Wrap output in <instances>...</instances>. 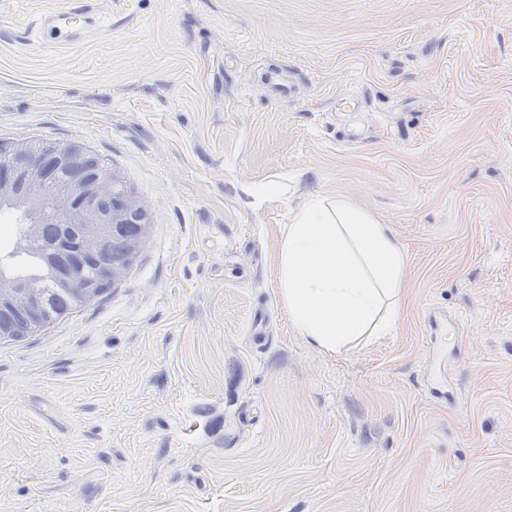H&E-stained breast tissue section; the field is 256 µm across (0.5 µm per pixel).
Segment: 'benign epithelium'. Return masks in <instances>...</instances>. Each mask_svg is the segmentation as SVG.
Here are the masks:
<instances>
[{
  "instance_id": "1",
  "label": "benign epithelium",
  "mask_w": 512,
  "mask_h": 512,
  "mask_svg": "<svg viewBox=\"0 0 512 512\" xmlns=\"http://www.w3.org/2000/svg\"><path fill=\"white\" fill-rule=\"evenodd\" d=\"M57 209L58 253L49 277L78 306L99 296L132 264L152 226L150 213L122 174L78 144L26 143L0 148V210L39 212L46 195ZM44 291L0 280V341L21 340L49 325Z\"/></svg>"
}]
</instances>
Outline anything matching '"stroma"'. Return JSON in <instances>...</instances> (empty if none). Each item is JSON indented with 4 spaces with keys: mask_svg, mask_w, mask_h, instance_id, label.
<instances>
[{
    "mask_svg": "<svg viewBox=\"0 0 512 512\" xmlns=\"http://www.w3.org/2000/svg\"><path fill=\"white\" fill-rule=\"evenodd\" d=\"M72 6L108 27L30 44ZM27 141L95 153L153 226L0 342V512H512V0H0V144ZM313 197L392 225L390 336L292 327Z\"/></svg>",
    "mask_w": 512,
    "mask_h": 512,
    "instance_id": "stroma-1",
    "label": "stroma"
}]
</instances>
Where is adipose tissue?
Returning a JSON list of instances; mask_svg holds the SVG:
<instances>
[{
    "label": "adipose tissue",
    "mask_w": 512,
    "mask_h": 512,
    "mask_svg": "<svg viewBox=\"0 0 512 512\" xmlns=\"http://www.w3.org/2000/svg\"><path fill=\"white\" fill-rule=\"evenodd\" d=\"M407 263L392 225L344 200L315 197L282 227L279 292L298 334L333 353L393 332Z\"/></svg>",
    "instance_id": "1"
}]
</instances>
